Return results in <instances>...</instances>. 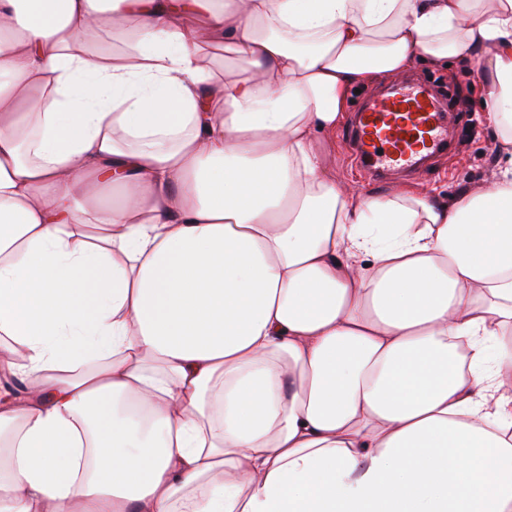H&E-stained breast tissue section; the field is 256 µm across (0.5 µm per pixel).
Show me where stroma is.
I'll return each instance as SVG.
<instances>
[{"mask_svg": "<svg viewBox=\"0 0 512 512\" xmlns=\"http://www.w3.org/2000/svg\"><path fill=\"white\" fill-rule=\"evenodd\" d=\"M411 70L428 79L442 78L454 95L457 105L451 120L466 131L457 154L441 158L435 165L404 179L368 183L360 179L348 154L347 128L342 125L330 137L336 145L332 157L337 182L362 199H372L404 187L420 191L434 188L444 196L458 198L464 192L485 187L492 178L495 164L488 151L492 131L482 119L483 93L477 64L461 62L442 66L420 59Z\"/></svg>", "mask_w": 512, "mask_h": 512, "instance_id": "1", "label": "stroma"}]
</instances>
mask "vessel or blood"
Returning <instances> with one entry per match:
<instances>
[{
	"label": "vessel or blood",
	"mask_w": 512,
	"mask_h": 512,
	"mask_svg": "<svg viewBox=\"0 0 512 512\" xmlns=\"http://www.w3.org/2000/svg\"><path fill=\"white\" fill-rule=\"evenodd\" d=\"M352 154L377 177L455 153L447 102L433 81L410 79L369 95L348 129Z\"/></svg>",
	"instance_id": "obj_1"
}]
</instances>
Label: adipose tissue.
<instances>
[{
    "mask_svg": "<svg viewBox=\"0 0 512 512\" xmlns=\"http://www.w3.org/2000/svg\"><path fill=\"white\" fill-rule=\"evenodd\" d=\"M420 58L498 170L354 198ZM0 335V512H512V0H0Z\"/></svg>",
    "mask_w": 512,
    "mask_h": 512,
    "instance_id": "ef3b65f1",
    "label": "adipose tissue"
}]
</instances>
